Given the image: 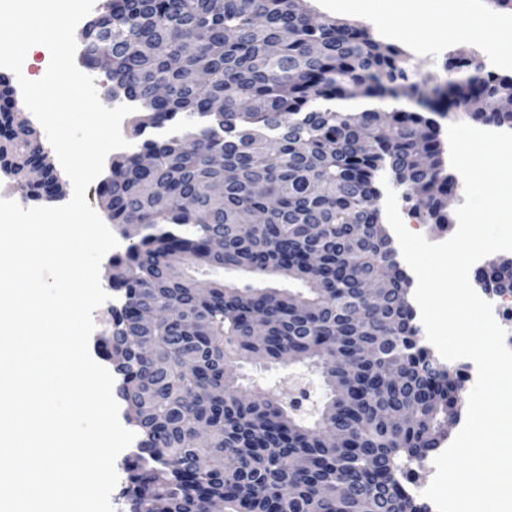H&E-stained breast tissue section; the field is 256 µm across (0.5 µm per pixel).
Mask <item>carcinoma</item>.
Instances as JSON below:
<instances>
[{
  "label": "carcinoma",
  "instance_id": "cac0c4a2",
  "mask_svg": "<svg viewBox=\"0 0 512 512\" xmlns=\"http://www.w3.org/2000/svg\"><path fill=\"white\" fill-rule=\"evenodd\" d=\"M83 65L137 107L136 152L112 159L103 207L143 235L123 256L98 340L138 411L126 460L130 512H424L410 464L436 451L463 406L460 373L418 343L377 186L390 170L429 224H448L455 177L431 115L462 110L512 129V73L463 54L442 80L366 27L305 0H107L79 31ZM379 106L338 112L336 101ZM0 78V171L27 199L61 183ZM38 168V182L28 171ZM239 271L254 283L216 278ZM288 278L298 288L266 282ZM477 279L512 280L492 259ZM300 362L327 393L254 396L227 365ZM343 433L342 447L332 436Z\"/></svg>",
  "mask_w": 512,
  "mask_h": 512
}]
</instances>
